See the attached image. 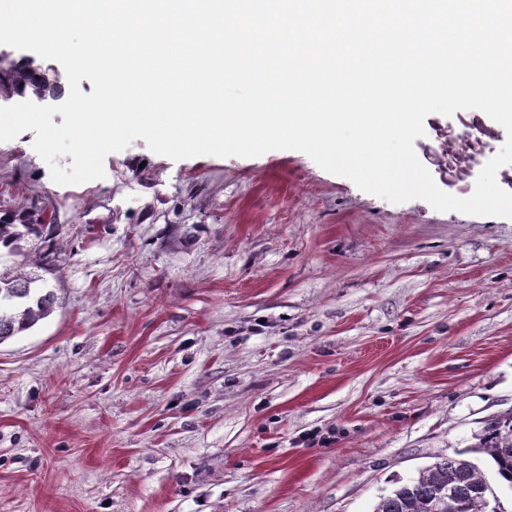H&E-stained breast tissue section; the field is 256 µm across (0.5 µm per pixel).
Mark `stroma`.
<instances>
[{"mask_svg": "<svg viewBox=\"0 0 512 512\" xmlns=\"http://www.w3.org/2000/svg\"><path fill=\"white\" fill-rule=\"evenodd\" d=\"M34 138L0 210L56 221L0 268L52 249L58 305L0 342V512H373L512 411V219L140 138L60 185Z\"/></svg>", "mask_w": 512, "mask_h": 512, "instance_id": "35a3bbf8", "label": "stroma"}]
</instances>
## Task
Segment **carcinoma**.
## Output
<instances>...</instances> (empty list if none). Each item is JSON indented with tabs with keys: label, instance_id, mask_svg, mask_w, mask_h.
<instances>
[{
	"label": "carcinoma",
	"instance_id": "cac0c4a2",
	"mask_svg": "<svg viewBox=\"0 0 512 512\" xmlns=\"http://www.w3.org/2000/svg\"><path fill=\"white\" fill-rule=\"evenodd\" d=\"M65 90L54 76L28 58L0 62V98L60 101ZM48 205L35 200L22 211H0V247L16 254L31 236H40ZM57 302L55 289L43 276L21 267L0 270V341L16 336L46 318ZM470 453L487 455L499 480L512 486V411L487 420ZM494 493L483 473L460 457H443L412 480L379 498L374 512H487Z\"/></svg>",
	"mask_w": 512,
	"mask_h": 512
}]
</instances>
